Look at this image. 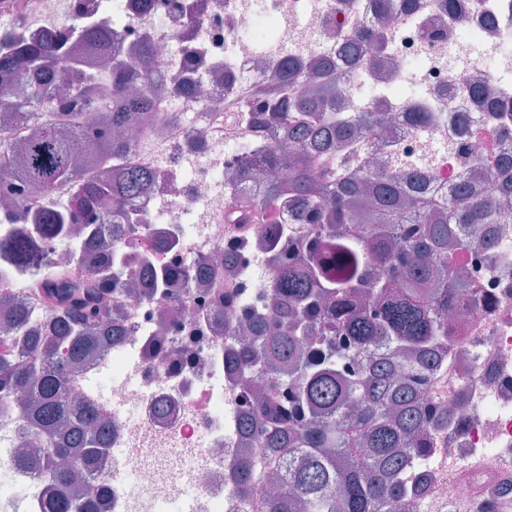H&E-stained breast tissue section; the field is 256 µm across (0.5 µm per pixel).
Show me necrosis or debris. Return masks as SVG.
I'll return each instance as SVG.
<instances>
[{
  "instance_id": "1",
  "label": "necrosis or debris",
  "mask_w": 512,
  "mask_h": 512,
  "mask_svg": "<svg viewBox=\"0 0 512 512\" xmlns=\"http://www.w3.org/2000/svg\"><path fill=\"white\" fill-rule=\"evenodd\" d=\"M0 0V57L31 36L52 37L83 70L111 78L89 51L106 32L119 57L148 53L155 73L154 117L128 128L121 168L143 162L154 179L113 221L102 209L74 223L111 240L128 272L142 262L211 270L203 289L177 280L139 295L114 283L105 302L124 312L123 335L74 370L66 385L106 426L107 449L85 477V512H250L239 487L242 465L259 440L244 419L253 408L234 364L248 343L243 326L275 316L272 249L316 240L314 220L284 207H260L251 183L228 180L244 156L279 153L280 138L259 132L251 114L265 92L287 89L289 61L331 64L348 120L377 112L394 122L388 136L361 144L375 171L404 181L423 175L428 192L493 187L512 164V115L477 108V82L512 105V0ZM380 34L381 52L359 65L348 41ZM429 113L414 125L413 110ZM223 133H216V124ZM70 189L0 188V240L36 235L35 216L68 206ZM484 245L455 250L469 268L476 302L450 312L464 335L434 349L433 385L422 401L448 416L433 430L426 477L399 512H502L512 499V211L482 228ZM40 265L20 268L0 257V283L27 304L29 280L68 260H89L81 237L41 238ZM40 453L16 398H0V512H45L57 488L47 470L18 461Z\"/></svg>"
}]
</instances>
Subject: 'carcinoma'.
<instances>
[{
    "mask_svg": "<svg viewBox=\"0 0 512 512\" xmlns=\"http://www.w3.org/2000/svg\"><path fill=\"white\" fill-rule=\"evenodd\" d=\"M81 60L59 54L36 38L26 50L0 60V101L22 89L43 112H16L19 141L0 144V170L44 191L60 183L70 187L71 205L86 210L99 198L112 211L151 180L148 168L132 165L105 182L88 176L93 166H109L126 144L112 130L142 127L150 120L153 82L148 62L113 67L112 81L80 71ZM288 66L291 96H277L255 112L258 129L278 133L293 149L275 158L245 159L239 178L250 180L261 164L274 173L264 184L262 206L291 204L320 213L331 265L312 248L279 252L277 295L288 302V319L264 334V318L253 323L254 343L240 351L246 377L259 370L254 392L255 419L247 423L262 439L260 461L282 473V489L265 510L254 512H387L402 499L416 476L412 461L428 455L419 405L430 372L416 370L411 359L448 337V311L468 304L475 290L461 267L448 257V226L454 246L471 247L481 224H494L501 199L512 196V170L481 193L463 187L450 198L419 185H401L383 174H369L360 156L343 151L336 168L314 171L320 155L336 151L351 137L370 138L382 122L365 117L357 124L336 119L335 87L324 77L308 87L295 85L305 67ZM301 112L304 121L288 120ZM72 214L46 211L36 220L55 237L79 232ZM102 259L94 270L58 266L35 283L50 316L41 324L17 310L0 324V333L23 338L27 352L0 356V393L27 395L26 412L45 453L24 452L22 460L50 469L70 496L56 497L47 512H82L83 473L94 468L105 439L90 411L69 395L67 371L93 357L101 342L120 332L124 314L102 301L104 286L125 271L112 263V248L93 241ZM14 261L37 260L33 238L22 235L0 243ZM385 345L405 367L397 377L391 358L361 370L347 351Z\"/></svg>",
    "mask_w": 512,
    "mask_h": 512,
    "instance_id": "1",
    "label": "carcinoma"
}]
</instances>
